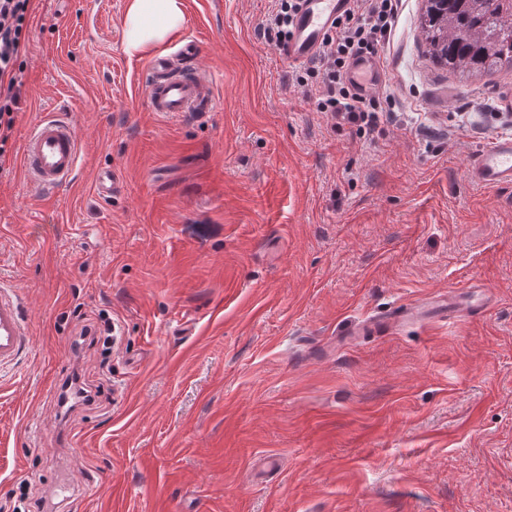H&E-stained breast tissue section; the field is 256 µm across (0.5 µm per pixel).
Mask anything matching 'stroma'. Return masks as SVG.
<instances>
[{"mask_svg":"<svg viewBox=\"0 0 512 512\" xmlns=\"http://www.w3.org/2000/svg\"><path fill=\"white\" fill-rule=\"evenodd\" d=\"M125 4L31 0L0 285L32 345L0 370V512L52 483L62 512H512V185L467 177L512 135V72L449 74L425 0H398L363 133L307 98L272 0H184L214 109L156 114ZM50 112L79 157L45 196L22 146ZM458 288L489 302L379 325ZM75 374L101 395L61 407Z\"/></svg>","mask_w":512,"mask_h":512,"instance_id":"stroma-1","label":"stroma"}]
</instances>
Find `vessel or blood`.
<instances>
[{
	"mask_svg": "<svg viewBox=\"0 0 512 512\" xmlns=\"http://www.w3.org/2000/svg\"><path fill=\"white\" fill-rule=\"evenodd\" d=\"M350 0H300L288 40L280 45L281 56L292 64L314 59L337 16ZM199 44L185 38L170 52L157 54L149 63L142 85L150 111L185 113L211 111L201 71L195 65ZM384 78L383 67L373 57L354 60L348 81L359 95H369ZM30 180L42 192L56 190L73 176L78 159V142L71 124L56 116L43 117L27 137L22 150ZM471 182L496 188L512 185V137L501 136L481 151L468 169ZM31 347L19 299L0 292V368L16 363Z\"/></svg>",
	"mask_w": 512,
	"mask_h": 512,
	"instance_id": "b4317fda",
	"label": "vessel or blood"
}]
</instances>
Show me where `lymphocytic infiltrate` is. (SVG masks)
<instances>
[{
    "mask_svg": "<svg viewBox=\"0 0 512 512\" xmlns=\"http://www.w3.org/2000/svg\"><path fill=\"white\" fill-rule=\"evenodd\" d=\"M396 0H352L337 17L333 30L306 76L317 111L340 117L359 127L375 126L373 100L359 97L345 79L349 61L377 54L389 38ZM30 0H0V157L6 153L9 132L21 101Z\"/></svg>",
    "mask_w": 512,
    "mask_h": 512,
    "instance_id": "f902f5d3",
    "label": "lymphocytic infiltrate"
}]
</instances>
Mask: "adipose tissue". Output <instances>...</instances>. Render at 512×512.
Masks as SVG:
<instances>
[{"instance_id": "obj_1", "label": "adipose tissue", "mask_w": 512, "mask_h": 512, "mask_svg": "<svg viewBox=\"0 0 512 512\" xmlns=\"http://www.w3.org/2000/svg\"><path fill=\"white\" fill-rule=\"evenodd\" d=\"M183 22L182 0H127L123 50L131 56L147 54Z\"/></svg>"}]
</instances>
